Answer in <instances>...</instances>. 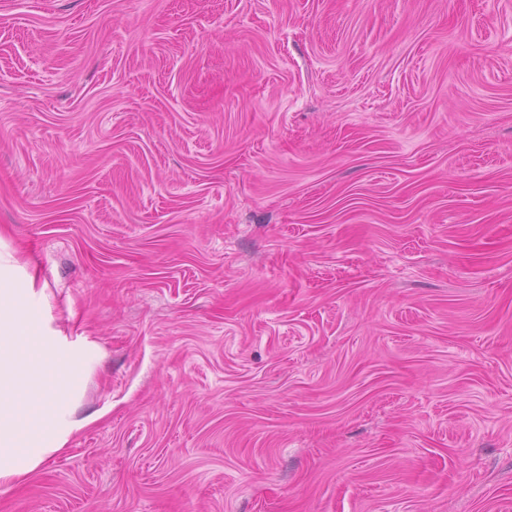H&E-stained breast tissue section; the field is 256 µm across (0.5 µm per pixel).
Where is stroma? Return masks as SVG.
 <instances>
[{"label":"stroma","instance_id":"stroma-1","mask_svg":"<svg viewBox=\"0 0 512 512\" xmlns=\"http://www.w3.org/2000/svg\"><path fill=\"white\" fill-rule=\"evenodd\" d=\"M1 254L0 512H512V0H0Z\"/></svg>","mask_w":512,"mask_h":512}]
</instances>
